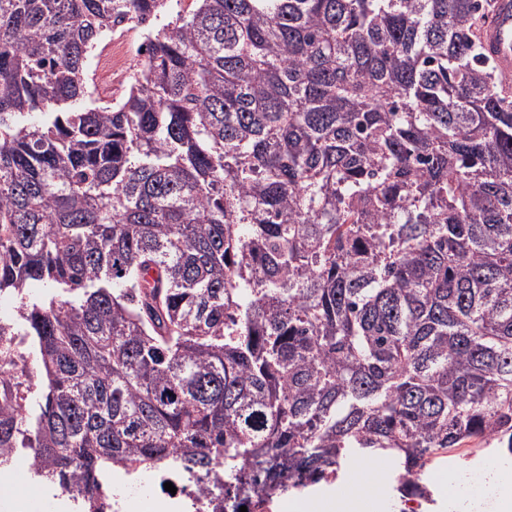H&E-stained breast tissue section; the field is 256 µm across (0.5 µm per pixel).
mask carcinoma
<instances>
[{"label":"carcinoma","mask_w":512,"mask_h":512,"mask_svg":"<svg viewBox=\"0 0 512 512\" xmlns=\"http://www.w3.org/2000/svg\"><path fill=\"white\" fill-rule=\"evenodd\" d=\"M169 2L0 0V465L86 512L117 466L264 512L366 452L424 499L440 454L512 455L486 0ZM130 30L142 77L94 97Z\"/></svg>","instance_id":"carcinoma-1"}]
</instances>
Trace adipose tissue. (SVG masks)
Returning <instances> with one entry per match:
<instances>
[{"label": "adipose tissue", "instance_id": "ef3b65f1", "mask_svg": "<svg viewBox=\"0 0 512 512\" xmlns=\"http://www.w3.org/2000/svg\"><path fill=\"white\" fill-rule=\"evenodd\" d=\"M384 462L359 458L349 463L333 490L289 501V512H395L384 480ZM436 480L445 512H512V459L490 462L484 471L442 473Z\"/></svg>", "mask_w": 512, "mask_h": 512}]
</instances>
